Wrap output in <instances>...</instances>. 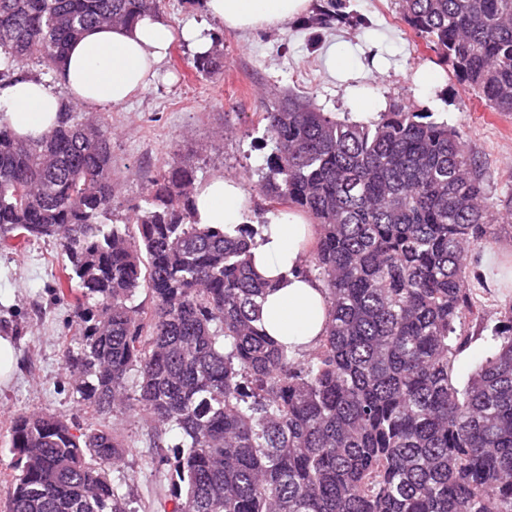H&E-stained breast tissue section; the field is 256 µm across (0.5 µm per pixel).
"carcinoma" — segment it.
Wrapping results in <instances>:
<instances>
[{
	"label": "carcinoma",
	"mask_w": 512,
	"mask_h": 512,
	"mask_svg": "<svg viewBox=\"0 0 512 512\" xmlns=\"http://www.w3.org/2000/svg\"><path fill=\"white\" fill-rule=\"evenodd\" d=\"M399 4L438 65L512 113V0ZM145 15L160 0H0V84L29 59L57 72L85 29ZM361 23L328 0L299 26ZM193 67L215 75L223 55L214 46ZM261 120L271 152L252 191L273 204L262 213L311 221L300 272L330 307L299 357L262 328L258 228L194 223L193 165L167 164L126 225L103 224L107 117L66 102L26 140L0 124V251L58 245L56 300L80 311L82 342L64 355L78 402L144 413L159 449L179 432L171 512H512V301L465 385L452 380L479 313L465 287L474 250L512 220V190L490 199L461 132L430 112L341 120L285 91ZM10 430L5 512H130L110 477L127 452L117 431L49 412Z\"/></svg>",
	"instance_id": "carcinoma-1"
}]
</instances>
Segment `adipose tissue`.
<instances>
[{"mask_svg": "<svg viewBox=\"0 0 512 512\" xmlns=\"http://www.w3.org/2000/svg\"><path fill=\"white\" fill-rule=\"evenodd\" d=\"M308 2L204 0L203 12L224 28L250 31L284 24L301 15ZM205 21L177 30L159 17L145 16L130 26L89 28L70 44L57 86L31 77L0 87V123L20 138H37L55 123L63 98L92 108L123 103L157 76L175 40L199 54L210 50ZM194 221L247 223L241 183L221 175L197 183ZM311 235V224L299 212L271 214L252 250L255 271L273 285L263 305L265 331L293 354L314 345L328 317L321 284L298 272L300 244Z\"/></svg>", "mask_w": 512, "mask_h": 512, "instance_id": "adipose-tissue-1", "label": "adipose tissue"}]
</instances>
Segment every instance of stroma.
<instances>
[{"label":"stroma","instance_id":"35a3bbf8","mask_svg":"<svg viewBox=\"0 0 512 512\" xmlns=\"http://www.w3.org/2000/svg\"><path fill=\"white\" fill-rule=\"evenodd\" d=\"M366 20L360 27L303 30L296 21L249 33L214 25L222 40L223 72L196 75L194 52L175 41L159 75L128 102L106 107L112 131V181L116 205L104 223H122L163 164L191 159L197 180L214 175L260 181L267 171L260 114L265 103L290 88L313 98L322 111L357 119L359 107L372 115L392 104L433 113L464 132L480 165L485 192L498 198L512 188V116L483 106L442 66L425 41L403 19L396 0H349ZM348 54L345 68L328 65L332 49ZM428 73L422 86L419 73ZM499 239L480 249L468 287L477 289L483 320L470 322L471 340L458 354L453 380L464 384L492 343L498 304L512 289H480L499 265L512 263V223L499 227ZM61 270L56 244L31 241L17 253L0 251V334L11 336L15 375L0 387V490L15 474L8 442L12 419L20 413L50 412L80 426L111 427L130 453L111 471L122 479L135 512H152L167 486L157 464L149 423L136 414L100 413L83 407L64 361L66 347L81 341L74 307L51 301L50 288Z\"/></svg>","mask_w":512,"mask_h":512}]
</instances>
